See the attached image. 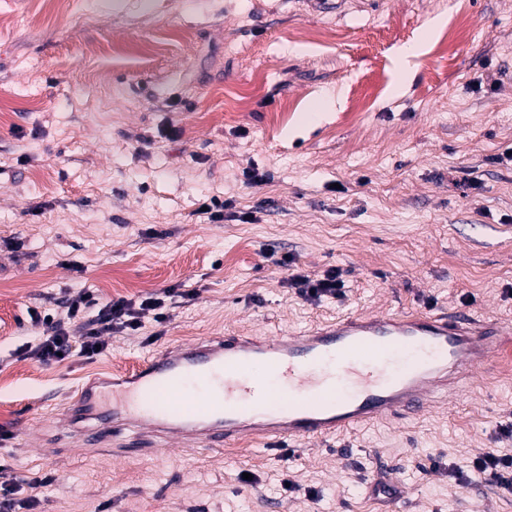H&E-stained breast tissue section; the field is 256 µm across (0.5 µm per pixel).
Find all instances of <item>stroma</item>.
Masks as SVG:
<instances>
[{"label": "stroma", "mask_w": 512, "mask_h": 512, "mask_svg": "<svg viewBox=\"0 0 512 512\" xmlns=\"http://www.w3.org/2000/svg\"><path fill=\"white\" fill-rule=\"evenodd\" d=\"M92 17L0 0V482L50 478L32 512H512L458 485L483 448L512 453L499 363L408 418L265 454L86 448L58 429L84 379L208 336H278L353 312L465 310L512 325V0H100ZM442 16L454 45L437 51ZM426 39L409 69L400 47ZM338 93L324 119L312 113ZM253 166L272 181L248 184ZM234 203L210 222L206 198ZM256 212L257 222L242 221ZM338 268L343 299L291 274ZM196 292L95 359L13 351L81 291ZM251 481H244V474Z\"/></svg>", "instance_id": "1"}]
</instances>
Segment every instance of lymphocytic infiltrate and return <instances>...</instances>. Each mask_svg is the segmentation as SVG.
<instances>
[{
	"mask_svg": "<svg viewBox=\"0 0 512 512\" xmlns=\"http://www.w3.org/2000/svg\"><path fill=\"white\" fill-rule=\"evenodd\" d=\"M299 295L309 301L338 299L343 295L344 282L338 269L327 270L317 278L294 274L288 281ZM192 302L194 293L168 288L162 294H152L135 301L123 297L101 301L92 294L82 293L62 301L60 313L41 314L30 310L34 323L44 331L37 342L26 343L19 351L20 358L41 363L70 358L73 354L92 359L108 347L106 338L124 331H138L145 314H152L157 325L169 320V302L174 298ZM448 475L464 485L476 479L493 486L499 495L512 497V455L495 448H487L471 461L468 471L449 467Z\"/></svg>",
	"mask_w": 512,
	"mask_h": 512,
	"instance_id": "obj_1",
	"label": "lymphocytic infiltrate"
}]
</instances>
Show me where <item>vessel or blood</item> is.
Listing matches in <instances>:
<instances>
[{
    "mask_svg": "<svg viewBox=\"0 0 512 512\" xmlns=\"http://www.w3.org/2000/svg\"><path fill=\"white\" fill-rule=\"evenodd\" d=\"M511 343V328L470 313L348 314L283 336L164 349L110 379L111 408L88 382L61 415L97 448L135 428L186 447L229 448L250 438L276 453L421 413L434 398L467 390L474 370Z\"/></svg>",
    "mask_w": 512,
    "mask_h": 512,
    "instance_id": "obj_1",
    "label": "vessel or blood"
}]
</instances>
